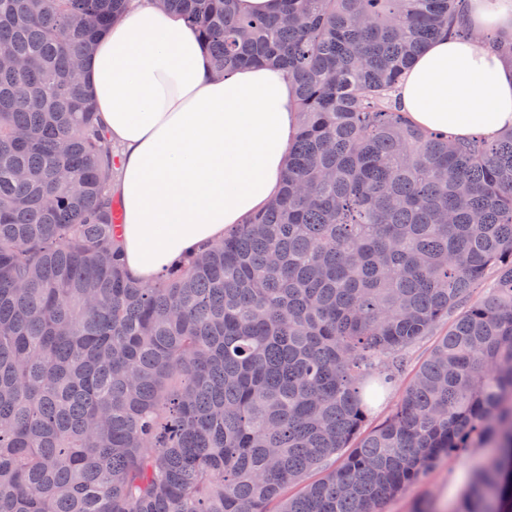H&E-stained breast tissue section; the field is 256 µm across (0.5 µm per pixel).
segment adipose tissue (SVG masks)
<instances>
[{
	"mask_svg": "<svg viewBox=\"0 0 512 512\" xmlns=\"http://www.w3.org/2000/svg\"><path fill=\"white\" fill-rule=\"evenodd\" d=\"M467 34L429 43L395 93L406 119L449 139L512 130V0H466ZM98 119L121 149L116 227L128 273L156 280L278 195L300 116L270 66L215 74L185 17L135 0L88 60Z\"/></svg>",
	"mask_w": 512,
	"mask_h": 512,
	"instance_id": "obj_1",
	"label": "adipose tissue"
}]
</instances>
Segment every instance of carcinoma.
<instances>
[{
	"label": "carcinoma",
	"mask_w": 512,
	"mask_h": 512,
	"mask_svg": "<svg viewBox=\"0 0 512 512\" xmlns=\"http://www.w3.org/2000/svg\"><path fill=\"white\" fill-rule=\"evenodd\" d=\"M126 2L0 0L27 62L0 69V512H378L487 446L457 512H512V131L451 143L393 97L459 0H162L216 71L282 67L303 121L279 197L151 283L124 271L76 66ZM451 314L363 432V381L393 387ZM448 331V321L441 322L428 335L404 352V372L400 373L399 386L391 388L372 404V411L368 415L366 428L370 429L390 416L397 408L402 392L411 379L413 371L427 358L435 341Z\"/></svg>",
	"instance_id": "cac0c4a2"
}]
</instances>
